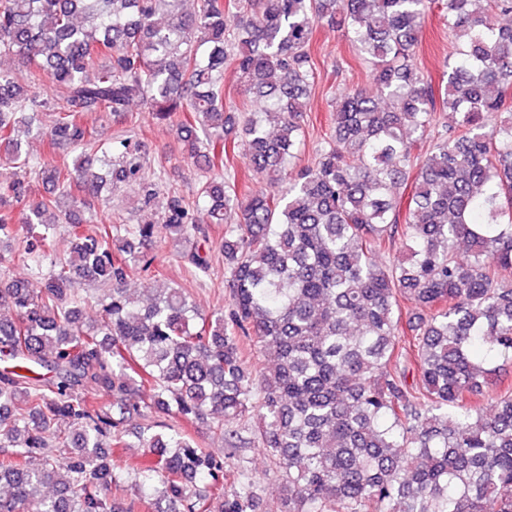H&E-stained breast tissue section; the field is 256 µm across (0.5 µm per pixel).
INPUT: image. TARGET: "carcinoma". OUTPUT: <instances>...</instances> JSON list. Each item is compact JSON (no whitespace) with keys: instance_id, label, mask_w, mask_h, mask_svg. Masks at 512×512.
<instances>
[{"instance_id":"obj_1","label":"carcinoma","mask_w":512,"mask_h":512,"mask_svg":"<svg viewBox=\"0 0 512 512\" xmlns=\"http://www.w3.org/2000/svg\"><path fill=\"white\" fill-rule=\"evenodd\" d=\"M184 2L0 0V53L27 69L0 71V157L14 165L0 244L15 242L0 268L40 279L0 273L13 311L0 318V512H254L249 485L224 486L236 448L215 455L190 429L222 438L256 407L282 512H512V380L496 365L512 363V24L498 21L512 0H445L439 97L417 58L436 0ZM323 20L342 25L373 86L341 94L294 174ZM226 64L250 107L224 105ZM41 71L48 97L31 87ZM135 99L204 171L195 194L147 175L127 130L70 158L92 138L87 113L121 123ZM240 133L269 181L244 197L220 172ZM29 140L52 160L31 159ZM29 173L49 195L29 199ZM124 187L142 209L166 196L158 219L103 223L96 204ZM63 223L71 249L57 258ZM18 224L40 236L18 242ZM212 224L228 313L202 315L183 288L128 292L134 272L161 274L163 234L207 273ZM248 337L268 358L254 373ZM157 411L178 424L128 440L126 423ZM126 448L156 462L140 468Z\"/></svg>"}]
</instances>
